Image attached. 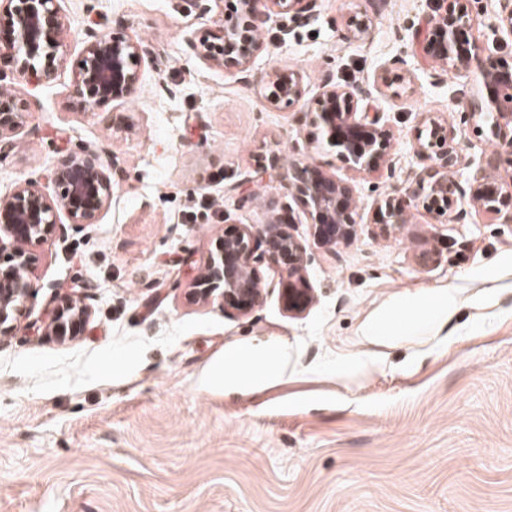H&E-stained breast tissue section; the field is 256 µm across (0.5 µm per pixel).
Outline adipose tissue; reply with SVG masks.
I'll list each match as a JSON object with an SVG mask.
<instances>
[{
  "mask_svg": "<svg viewBox=\"0 0 512 512\" xmlns=\"http://www.w3.org/2000/svg\"><path fill=\"white\" fill-rule=\"evenodd\" d=\"M287 367V347L236 350L227 355L214 378L228 387L258 386L285 373Z\"/></svg>",
  "mask_w": 512,
  "mask_h": 512,
  "instance_id": "adipose-tissue-1",
  "label": "adipose tissue"
}]
</instances>
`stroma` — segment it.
<instances>
[{
	"mask_svg": "<svg viewBox=\"0 0 512 512\" xmlns=\"http://www.w3.org/2000/svg\"><path fill=\"white\" fill-rule=\"evenodd\" d=\"M70 22L50 87L0 55V93L27 101V132L0 160V196L63 166L77 147L118 157L125 180L97 223L35 248L34 289L17 331L0 337V512H512V226L458 196L463 219L417 206L412 223L375 221L377 202L431 165L430 120L455 135L465 183L490 166L512 191V153L453 97L484 88L433 66L414 36L430 0H380L366 40L347 33L361 0H320L311 19H268L255 74L296 71L307 98L337 83L391 80L374 105L394 139L389 173L349 168L302 105L272 104L263 84L197 59L238 0H64ZM95 28L141 42L128 100L86 111L72 93ZM287 41H280L281 28ZM277 153L349 181L354 235L316 243L301 206L314 300L288 312L287 273L264 267L248 315L189 301L224 234L263 235L289 197L257 158ZM214 203L195 218L199 196ZM290 205V204H289ZM450 298L446 318L398 336L367 329L397 305ZM92 311L61 343L34 324L68 297ZM287 344L281 377L228 395L212 369L229 351Z\"/></svg>",
	"mask_w": 512,
	"mask_h": 512,
	"instance_id": "1",
	"label": "stroma"
}]
</instances>
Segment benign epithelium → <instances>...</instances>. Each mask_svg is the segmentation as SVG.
Returning <instances> with one entry per match:
<instances>
[{
	"mask_svg": "<svg viewBox=\"0 0 512 512\" xmlns=\"http://www.w3.org/2000/svg\"><path fill=\"white\" fill-rule=\"evenodd\" d=\"M13 19L16 39L10 45L15 69L33 74L42 84H50L56 74V52L63 47L69 22L61 0H6ZM319 0H239L240 15L236 23L223 28L220 44L207 40H189L196 58L214 66H232L248 82L254 58L264 49L258 37L262 19L275 14L315 15ZM431 12L423 18L426 51L433 61L448 65L450 70L471 69L474 80L487 90V98L467 99L465 89L455 91L459 101H466L470 119L491 124L495 144L512 151V67L498 65L494 52L465 36L470 21L469 0H430ZM372 25L368 11L350 22L349 37L365 39ZM85 57L73 82L72 92L88 108L102 100L123 101L132 96L140 82L135 61L144 50L137 41L114 38L92 28L84 32ZM267 99L289 105L305 96L300 74L268 72L264 79ZM378 92L374 84L340 85L332 77L324 79L318 97L308 106L315 124L322 125L330 141L339 149L340 159L353 169L380 170L393 140L392 130L382 122L370 100ZM28 106L22 99L0 95V157L13 149L26 128ZM430 143L442 147L431 166L415 174L411 185L399 196L379 201L380 223L407 224L411 211L424 191H429L438 215L448 211L455 193H469L474 206L512 224V192L502 191L495 179L484 170L475 173L468 188L452 179L460 163L452 131L434 124ZM125 179L121 163L113 158L82 149L70 156L50 181L56 185L50 197L39 180H20L7 197H0V255L7 254V265H0V336H10L28 301L32 283L30 269L33 248L48 238L64 233L58 213L64 211L74 224H94L108 204L112 187ZM288 196L297 199L313 224V236L323 246L348 241L353 234L350 211L352 187L325 173L318 165L295 167L285 184ZM294 223L288 210L270 223L265 236L267 258L280 264L288 280L304 283L306 245L283 230ZM261 242L252 230L243 227L222 237L216 256L195 279L190 297L197 303L219 302L241 316L250 313L262 295L263 279L255 256ZM307 288L288 289V311L300 314L312 303ZM91 318L89 307L73 300L49 315L44 334L62 340L77 336Z\"/></svg>",
	"mask_w": 512,
	"mask_h": 512,
	"instance_id": "1",
	"label": "benign epithelium"
}]
</instances>
